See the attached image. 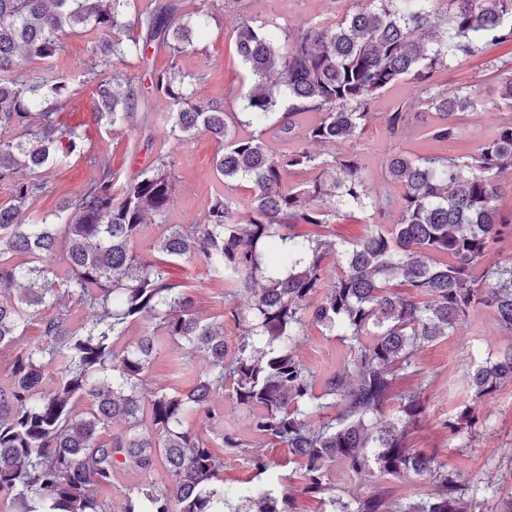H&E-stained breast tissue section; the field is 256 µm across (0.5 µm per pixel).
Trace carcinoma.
Segmentation results:
<instances>
[{
	"label": "carcinoma",
	"instance_id": "cac0c4a2",
	"mask_svg": "<svg viewBox=\"0 0 512 512\" xmlns=\"http://www.w3.org/2000/svg\"><path fill=\"white\" fill-rule=\"evenodd\" d=\"M184 2L0 0V189L9 197L0 206V351L12 352L0 381V512H112L97 491L132 469L142 480L122 486V512H296L288 477L261 480L271 464L254 438L288 449L320 512H472L461 475L409 444L425 411L422 388L393 391L419 349L461 330L477 309L512 335V258H492L512 245V218L497 205L512 170V114L481 136L469 163L395 141L414 118L429 142L461 138L479 91H450L435 74L487 44L512 43V0H377L340 22L311 18L292 32L256 23L258 0H201L190 14ZM217 19L231 21L251 82L241 111L199 95L205 75L176 65L152 72V89L170 102L176 143L206 134L219 144L214 171L224 190L191 222L170 224L172 152L158 150L122 183L112 156L100 154L90 158L95 176L39 215L46 172L81 153L84 136L59 120L70 79L33 80L29 65L51 61L64 51L63 35L91 26L98 39L80 73L95 83L97 121L131 132L137 118L148 126L152 108L130 61L146 66L159 50L177 58ZM493 68L499 98L512 102V58ZM399 85L423 111L403 100L383 115L382 182L401 188L398 219L385 224L392 195H369L360 163L319 147L359 140L378 118L374 101ZM297 175L305 179L288 181ZM241 180L251 184L243 202L233 194ZM345 208L371 225L355 243L296 231L327 225ZM153 224L162 228L154 259L133 249ZM191 258L224 286V314L201 315L170 280L167 263ZM395 284L410 292L390 291ZM80 308L91 321L76 318ZM34 315L40 342L23 347ZM228 320L237 329L231 347ZM137 324L136 342L120 343ZM311 325L347 350L321 377L297 353ZM169 343L178 365L201 356L207 366L191 390L147 396L149 365ZM506 383L512 342L467 372L469 402L451 432L472 441L478 400ZM219 396L243 414L249 436L224 423ZM393 399V418L381 420ZM213 444L259 483L224 485ZM338 462L357 476L428 475L433 488L345 500L329 486Z\"/></svg>",
	"mask_w": 512,
	"mask_h": 512
}]
</instances>
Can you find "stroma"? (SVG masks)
Returning a JSON list of instances; mask_svg holds the SVG:
<instances>
[{
	"mask_svg": "<svg viewBox=\"0 0 512 512\" xmlns=\"http://www.w3.org/2000/svg\"><path fill=\"white\" fill-rule=\"evenodd\" d=\"M357 8V0H288L276 11L258 8L254 14L259 21L272 18L279 25L294 29L310 18L335 22ZM88 42L85 35L67 36L64 52L54 63L56 72L71 76L74 81V94L61 104L60 117L69 124L84 123L87 131L85 154L49 170L46 176L49 191L38 201L37 210L44 214L54 212L71 192L93 177L94 170L88 162L90 155L110 150L113 169L127 178L137 172L138 161H150L154 151L162 146L172 152L175 160L176 191L169 221L173 224L190 221L210 193L220 188L213 167L216 143L202 135L191 142L176 144L169 135L168 126L160 121L140 132L105 133L92 114L93 87L82 83L77 70ZM509 56H512V43L487 46L474 56L452 61L447 69L438 72L436 80L439 84L450 89L477 86L484 101L483 108L464 117V135L459 144L444 148L445 156L459 162L468 160L481 133L496 119L497 112H489V104H497L498 112L511 107L507 102L498 101L492 78V65L496 59ZM178 62L183 70L207 73L201 94L227 99L228 111H237L239 98L247 93L249 84L243 79L244 69L223 31L210 29L208 36L196 41ZM386 137L387 132L380 121L370 125L361 136L369 173L367 185L375 192L384 189L378 172L384 163ZM168 270L173 282L185 286L193 295L199 313L207 317L223 313L224 289L213 280L203 263L179 259L169 264ZM507 343V337L499 334L490 312L485 309L476 311L470 316L466 328L420 349L415 357L419 373L405 374L394 387L398 394L422 388L425 412L411 433L410 443L436 454L440 461L453 467L469 482V496L475 512H491L495 500L512 494V385L479 401L483 426L472 445H465L453 435L448 422L465 399L463 386L472 364L494 359ZM341 351L338 340L324 337L317 328L311 327L298 354L311 369L322 371L336 365ZM204 364V359L199 358L192 370H178L170 350L165 349L153 360L147 383L153 389L167 387L186 391L194 384L196 369ZM329 478L336 491L347 497H362L375 491L398 497L413 489L427 491L431 488V481L426 476L408 473L398 478H368L352 474L341 464L332 467Z\"/></svg>",
	"mask_w": 512,
	"mask_h": 512,
	"instance_id": "35a3bbf8",
	"label": "stroma"
}]
</instances>
